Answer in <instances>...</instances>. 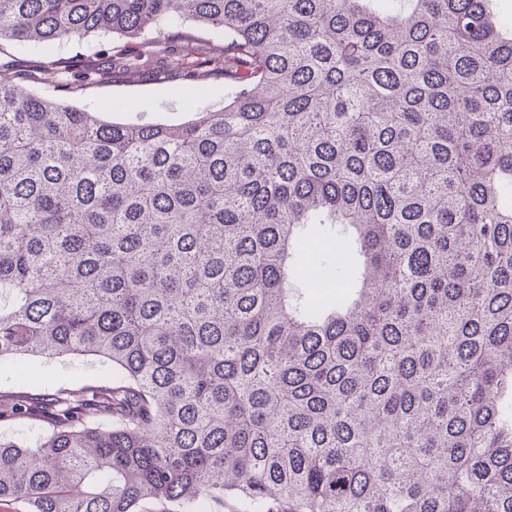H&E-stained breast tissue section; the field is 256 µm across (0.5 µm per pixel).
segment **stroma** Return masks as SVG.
Instances as JSON below:
<instances>
[{
    "instance_id": "stroma-1",
    "label": "stroma",
    "mask_w": 512,
    "mask_h": 512,
    "mask_svg": "<svg viewBox=\"0 0 512 512\" xmlns=\"http://www.w3.org/2000/svg\"><path fill=\"white\" fill-rule=\"evenodd\" d=\"M156 56L150 65L136 72L110 71L95 80H82L80 74L61 76L55 70H40L36 79L25 82L27 92L42 95L59 90L63 82L76 84L67 101L79 108L98 106L108 120L120 123H167L187 121L195 112H217L224 106L223 90L191 95L189 80L181 69L172 67L170 55L176 44L167 40L165 26L152 33ZM109 371L92 356L70 355L52 359L27 358L20 365L0 364V391H26L32 394L60 390L77 395L96 384Z\"/></svg>"
}]
</instances>
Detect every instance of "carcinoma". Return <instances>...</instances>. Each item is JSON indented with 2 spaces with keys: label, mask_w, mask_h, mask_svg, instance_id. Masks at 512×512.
<instances>
[{
  "label": "carcinoma",
  "mask_w": 512,
  "mask_h": 512,
  "mask_svg": "<svg viewBox=\"0 0 512 512\" xmlns=\"http://www.w3.org/2000/svg\"><path fill=\"white\" fill-rule=\"evenodd\" d=\"M489 0H0L23 53L160 23L224 110L125 124L0 64V391L29 512H512V19ZM58 70L100 67L59 57ZM307 224H338L300 239ZM329 279L326 297H294ZM21 369L2 362L0 391H26L30 394L56 393L65 389L78 395L88 385L96 384L112 368L93 356L70 355L52 359L25 358ZM48 432L49 429L43 423L30 419H11L0 422V435L6 438L33 441Z\"/></svg>",
  "instance_id": "cac0c4a2"
}]
</instances>
